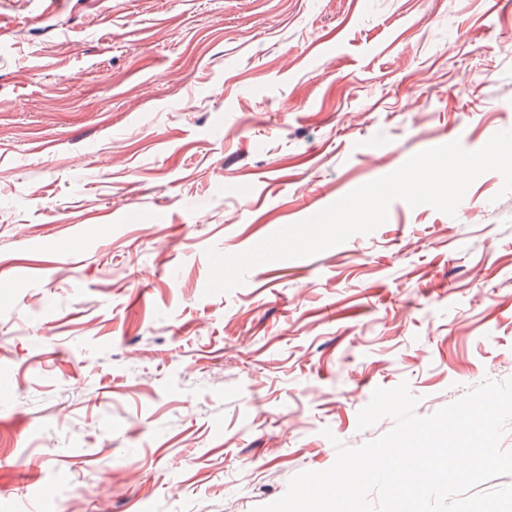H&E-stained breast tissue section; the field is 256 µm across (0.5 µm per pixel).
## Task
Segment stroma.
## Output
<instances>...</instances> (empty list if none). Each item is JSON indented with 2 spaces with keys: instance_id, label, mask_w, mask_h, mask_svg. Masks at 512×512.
<instances>
[{
  "instance_id": "stroma-1",
  "label": "stroma",
  "mask_w": 512,
  "mask_h": 512,
  "mask_svg": "<svg viewBox=\"0 0 512 512\" xmlns=\"http://www.w3.org/2000/svg\"><path fill=\"white\" fill-rule=\"evenodd\" d=\"M0 512H254L376 388L512 378V194L206 294L207 248L512 130V0H0ZM54 489L45 502L40 485Z\"/></svg>"
}]
</instances>
